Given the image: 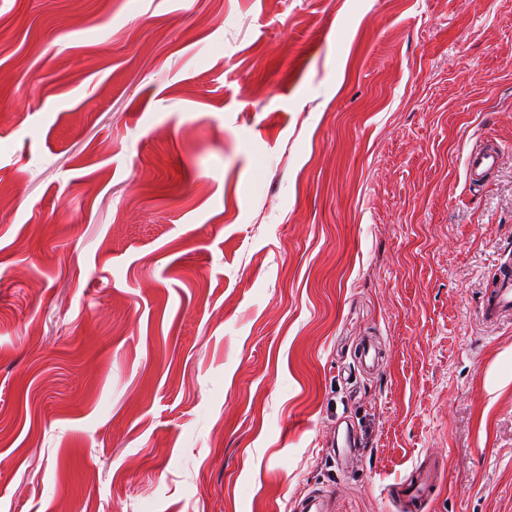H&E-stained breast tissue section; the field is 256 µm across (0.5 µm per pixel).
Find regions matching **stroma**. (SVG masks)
Instances as JSON below:
<instances>
[{
    "label": "stroma",
    "mask_w": 512,
    "mask_h": 512,
    "mask_svg": "<svg viewBox=\"0 0 512 512\" xmlns=\"http://www.w3.org/2000/svg\"><path fill=\"white\" fill-rule=\"evenodd\" d=\"M511 255L512 0H0V512H512ZM501 146L494 143L474 144L465 159L466 173L470 183L479 185L499 164ZM503 265L505 272L502 278L496 287L487 294L482 306V316L489 322L512 316V261L510 256ZM354 358L361 371L371 373L378 367L382 356L378 345L373 340L368 339L356 349ZM439 482L431 470L412 471L397 488V497L409 507L416 508L434 496Z\"/></svg>",
    "instance_id": "35a3bbf8"
}]
</instances>
